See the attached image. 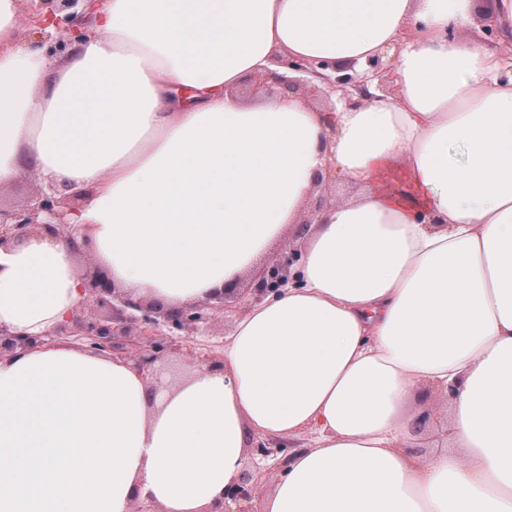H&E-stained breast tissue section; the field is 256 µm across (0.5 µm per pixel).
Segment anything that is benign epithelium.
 Returning <instances> with one entry per match:
<instances>
[{"label": "benign epithelium", "instance_id": "obj_1", "mask_svg": "<svg viewBox=\"0 0 512 512\" xmlns=\"http://www.w3.org/2000/svg\"><path fill=\"white\" fill-rule=\"evenodd\" d=\"M281 65L298 73L311 74L324 83L319 88L307 79H292L275 72L260 77L261 87L272 94L277 89L293 90L299 88L308 98H329L331 93L339 92L352 103L349 90L361 89L358 72L348 73L346 68L332 67L335 76L317 71L312 63L283 60ZM64 197L52 189L42 191L22 208H3L0 206V248L19 246L24 243L30 229H44L53 235H72L74 226L67 220L68 211L63 206ZM293 256L288 260H275L259 272L255 291L262 296L274 288L281 287L292 278ZM87 298L73 320L75 335L88 348L115 355L120 346L115 336L136 331V337L128 340L127 354L134 359V367L147 379L157 377L155 363L165 353L182 354L184 345L178 340L163 338L165 332L175 330L184 332L183 338L197 331L201 324L209 319V311L215 306L204 302L190 309L171 310L148 309L140 301H134L122 294L115 293L109 279L95 273L83 278ZM98 308H107L110 313L100 315ZM42 340L11 333L0 328V358L16 356L30 350ZM260 471L242 472L238 478L224 490L222 501L215 504L210 512H251L249 503L256 497L261 484Z\"/></svg>", "mask_w": 512, "mask_h": 512}]
</instances>
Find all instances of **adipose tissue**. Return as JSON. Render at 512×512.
<instances>
[{"mask_svg": "<svg viewBox=\"0 0 512 512\" xmlns=\"http://www.w3.org/2000/svg\"><path fill=\"white\" fill-rule=\"evenodd\" d=\"M0 0V187L25 167L83 199L74 238L0 249V512H210L246 434L295 439L264 512H512V56L469 38L471 0H105L52 70ZM395 56L398 93L249 103L271 58ZM355 187L322 211L300 282L235 322L222 368L156 400L126 359L51 342L87 293L215 301L299 220L316 172ZM455 386L447 447L397 450L404 402ZM42 343L41 339L11 333L0 328V358L16 356Z\"/></svg>", "mask_w": 512, "mask_h": 512, "instance_id": "ef3b65f1", "label": "adipose tissue"}]
</instances>
